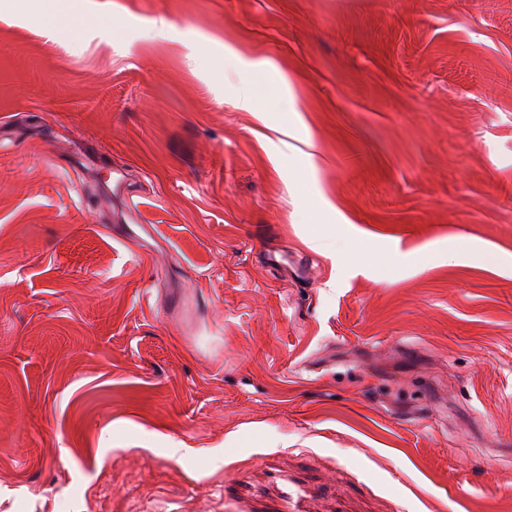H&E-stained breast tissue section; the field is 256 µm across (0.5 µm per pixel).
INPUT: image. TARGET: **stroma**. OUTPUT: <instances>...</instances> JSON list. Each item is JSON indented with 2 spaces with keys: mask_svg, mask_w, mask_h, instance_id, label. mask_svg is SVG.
I'll use <instances>...</instances> for the list:
<instances>
[{
  "mask_svg": "<svg viewBox=\"0 0 512 512\" xmlns=\"http://www.w3.org/2000/svg\"><path fill=\"white\" fill-rule=\"evenodd\" d=\"M61 8L0 0V512H512V0Z\"/></svg>",
  "mask_w": 512,
  "mask_h": 512,
  "instance_id": "35a3bbf8",
  "label": "stroma"
}]
</instances>
